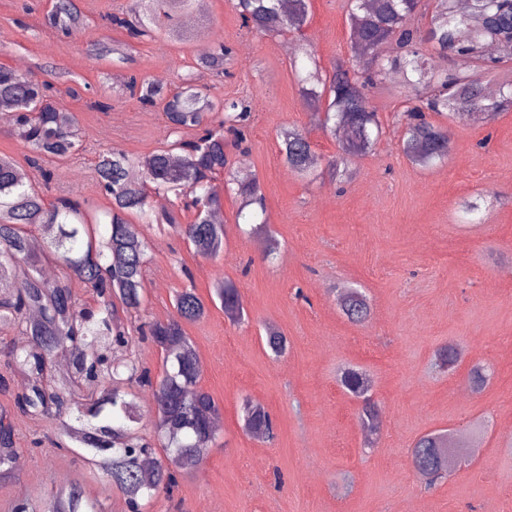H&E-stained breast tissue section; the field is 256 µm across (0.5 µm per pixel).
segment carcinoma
<instances>
[{"label":"carcinoma","mask_w":512,"mask_h":512,"mask_svg":"<svg viewBox=\"0 0 512 512\" xmlns=\"http://www.w3.org/2000/svg\"><path fill=\"white\" fill-rule=\"evenodd\" d=\"M207 0H131L129 8L111 18L112 25L134 39L142 37L184 41L191 33L182 19L202 15ZM243 25L261 38L299 31L306 24L309 0H237ZM347 20L353 52L367 58L370 68L362 75L336 66L327 74L306 41L297 44L293 65L298 71L302 96L314 120L332 134L351 140L340 145L350 157L370 151L382 134L367 94L393 90L404 93L412 106L398 115L405 127L403 151L420 167L448 158V128L427 119V113L456 122L473 112L512 107V85L491 100L484 93L486 71L502 63L489 58L490 43H512V0H472L465 10L449 0H433L419 12L421 0H347ZM47 26L67 35L83 24L75 0H52L44 17ZM452 61L445 69L429 67L425 54ZM231 50L219 46L196 60L204 70L220 75ZM400 83L389 85L391 74ZM51 86L8 66H0V104L12 108L8 117L13 135L26 146L30 164L42 182L18 178L16 160L0 154V334L19 333L29 344L6 353L7 368L27 380L15 393L12 409L0 407V480L14 478V463L23 452L18 446L11 415L47 418L54 423L56 445L69 440L80 456L102 475V491L121 492L129 512H143V501L169 491L178 477L198 469L215 440L213 417L219 407L213 397L195 388L200 368L184 324L205 317L207 307L192 289L175 296L176 316L152 321L132 330L128 316L142 305L143 277L148 262L144 224H167L192 245L194 252L214 259L223 249L224 225L212 215L224 204V190L216 181L224 173V134L237 143L246 141L249 101L228 98L214 101L207 88L188 82L171 92L138 82L126 83L130 97L143 105L162 107L174 139L144 156L108 148L98 153L95 178L109 205L93 212L68 194L46 202L45 192L57 180L60 166L81 147L79 120L65 112L50 93ZM198 130L186 140L185 129ZM288 166L303 177L311 173L313 150L307 136L288 127L281 132ZM233 192L242 198L237 218L246 224H263L253 205H262L259 184L233 179ZM174 193L182 210L194 213L183 224L173 211L159 214L151 205L154 195ZM53 226L55 233L30 250L33 233ZM79 282L95 294L93 303L77 301L72 284ZM214 297L233 321L243 315L238 288L230 281L213 285ZM340 307L353 322L369 314V302L358 289L341 294ZM148 339L160 348L171 370L157 383L148 368L133 355L112 360V348L131 350ZM267 346L279 357L287 338L267 331ZM457 348L448 343L435 352V364L452 371L459 362ZM483 366H472L467 382L475 392L485 386ZM152 392L154 427L159 445L139 435L133 424L141 418L138 395L125 383ZM340 385L361 403V427L375 431L376 408L371 398L372 380L361 368L348 367ZM243 429L258 440L275 436V421L261 404L247 402ZM162 449L165 460L151 469L146 457ZM468 461L464 441L451 431L421 436L411 450V463L427 487L450 475L449 460ZM11 512H100L78 483L60 487L43 509L28 498H18Z\"/></svg>","instance_id":"1"}]
</instances>
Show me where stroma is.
Returning a JSON list of instances; mask_svg holds the SVG:
<instances>
[{
    "label": "stroma",
    "mask_w": 512,
    "mask_h": 512,
    "mask_svg": "<svg viewBox=\"0 0 512 512\" xmlns=\"http://www.w3.org/2000/svg\"><path fill=\"white\" fill-rule=\"evenodd\" d=\"M310 3L305 34L323 71L339 63L366 69L350 47L345 0ZM77 4L85 24L66 36L44 23L49 0H0V64L25 61L26 73L53 81L63 108L80 119L85 149L60 172L47 200L70 194L105 205L94 174L98 151L138 156L166 144L164 113L130 98L129 76L173 91L190 74L213 99L252 105L247 152L228 148L224 174L259 181L265 230L237 221L240 200L230 192L218 259L195 254L167 225L143 228L151 260L140 314L170 319L175 294L187 287L209 302L206 317L185 331L202 361L199 386L223 419L201 468L179 477L172 494H160L147 512H411L418 502L426 512H512V107L450 125L447 160L421 168L402 151L397 115L405 96L369 94L384 134L372 151L351 158L338 181L327 173L338 142L312 120L291 67L294 36L257 38L233 0H207V13L191 27L231 48L218 76L196 69V37L184 44L133 41L113 27L110 16L129 0ZM101 40L131 42L127 59L95 58ZM100 101L111 110L97 109ZM287 127L311 141L316 181L286 165ZM468 199L478 201L477 211L463 210ZM270 237L278 243L271 262L255 246ZM220 277L241 293V323L210 303ZM344 287L366 292L371 314L364 323L350 322L338 307ZM270 327L288 340L282 357L266 346ZM448 343L461 353L452 373L434 365L435 351ZM475 364L490 373L478 393L466 380ZM346 365L373 378L378 431L371 446L357 401L337 383ZM248 400L275 418L273 441L244 431ZM448 428L479 451L448 480L425 488L409 450L422 434ZM23 458L14 480L0 483V512L30 494L49 498L71 480L100 499L103 512H128L124 496L102 493L72 452L47 444Z\"/></svg>",
    "instance_id": "obj_1"
}]
</instances>
